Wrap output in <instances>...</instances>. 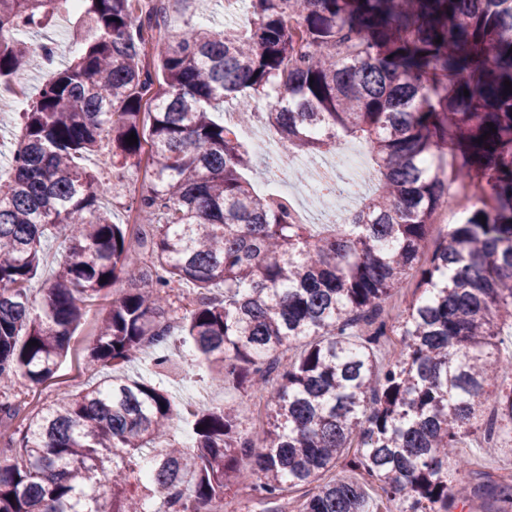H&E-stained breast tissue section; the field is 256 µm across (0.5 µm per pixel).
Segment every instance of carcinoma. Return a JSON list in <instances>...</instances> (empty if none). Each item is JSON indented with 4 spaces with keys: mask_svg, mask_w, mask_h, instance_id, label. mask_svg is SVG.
<instances>
[{
    "mask_svg": "<svg viewBox=\"0 0 512 512\" xmlns=\"http://www.w3.org/2000/svg\"><path fill=\"white\" fill-rule=\"evenodd\" d=\"M62 2L0 0V87L42 52L24 31L53 23ZM79 2L82 48L20 114L0 182V383L53 378L87 308L99 326L83 348L86 388L0 432V512H102V500L107 512H215L241 454L267 505L293 488L305 489L299 512L466 505L460 445L472 428L512 451V354L498 352L512 336V0H249L245 36L187 20L157 42L163 7ZM256 99L296 152L362 140L376 193L325 233L294 223L246 177L258 147L214 119L234 100L247 124ZM105 139L108 181L76 163ZM145 152L152 173L130 209L148 231L137 237L100 199ZM451 179L476 201L425 259ZM52 242L63 259L36 305ZM136 245L151 264L113 298ZM410 275L411 302L383 316ZM186 285L197 302L184 312L175 290ZM175 326L213 385L269 394L262 433L243 429L247 405L191 409L168 393ZM146 347L147 376L113 375ZM178 424L191 445L172 441ZM339 466L367 476L375 497L356 480H322ZM479 490L492 512H512V476Z\"/></svg>",
    "mask_w": 512,
    "mask_h": 512,
    "instance_id": "carcinoma-1",
    "label": "carcinoma"
}]
</instances>
